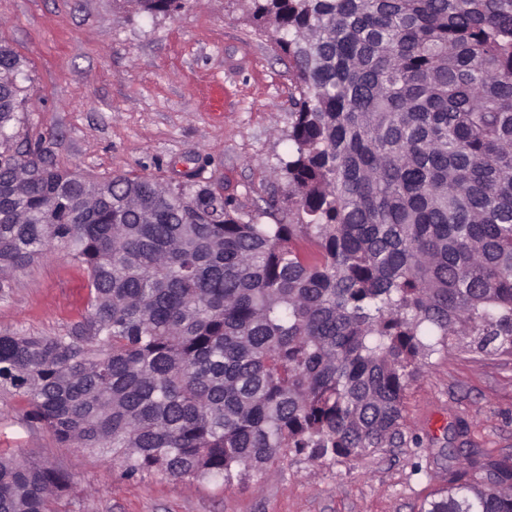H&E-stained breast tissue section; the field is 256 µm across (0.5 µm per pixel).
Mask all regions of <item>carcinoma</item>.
Instances as JSON below:
<instances>
[{"label":"carcinoma","instance_id":"obj_1","mask_svg":"<svg viewBox=\"0 0 512 512\" xmlns=\"http://www.w3.org/2000/svg\"><path fill=\"white\" fill-rule=\"evenodd\" d=\"M245 2L291 78L274 224L221 185L12 149L24 63L0 43V278L57 243L89 291L64 333L0 334V391L125 479L398 447L427 357L453 336L512 352V0ZM68 485L0 454V512H51ZM421 512H512V460L465 461Z\"/></svg>","mask_w":512,"mask_h":512}]
</instances>
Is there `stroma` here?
I'll return each instance as SVG.
<instances>
[{
	"label": "stroma",
	"instance_id": "1",
	"mask_svg": "<svg viewBox=\"0 0 512 512\" xmlns=\"http://www.w3.org/2000/svg\"><path fill=\"white\" fill-rule=\"evenodd\" d=\"M24 61L16 146L41 143L62 168L92 177L162 182L193 169L253 213L290 188L291 83L272 31L241 0H189L175 16L142 15L127 0H0V43ZM224 112L207 110L212 84ZM86 276L53 249L0 279V334L51 336L79 321ZM0 394V451L47 462L70 484L58 512H419L459 468L456 451L512 458V353L458 346L435 354L403 398L404 443L354 460L286 457L244 481L121 478L118 465L62 447Z\"/></svg>",
	"mask_w": 512,
	"mask_h": 512
}]
</instances>
